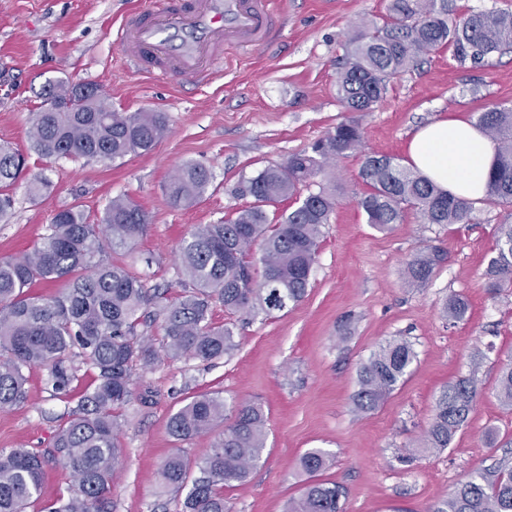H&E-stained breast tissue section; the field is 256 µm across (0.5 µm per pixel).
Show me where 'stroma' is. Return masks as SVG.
<instances>
[{"label": "stroma", "instance_id": "1", "mask_svg": "<svg viewBox=\"0 0 512 512\" xmlns=\"http://www.w3.org/2000/svg\"><path fill=\"white\" fill-rule=\"evenodd\" d=\"M276 2L281 26L271 46L217 62V78L199 84L179 73L137 71L114 44V25L139 0H0V144L26 157L11 189L13 213L0 222V257L29 250L61 207L82 206L96 219L108 199L127 195L145 211L148 230L125 262L149 286L177 295L176 246L183 235L249 205L236 192L242 178L284 163L345 118L336 80L347 40L355 22H382L388 4ZM57 79L100 85L118 112L167 113L168 132L153 151L111 163L40 159L29 150V116L43 104V85ZM494 103L512 104V49L461 65L445 48L393 78L374 111L355 113L360 152L318 177L335 190L337 206L305 297L252 321L214 306L216 324L234 325L233 351L211 362L164 361L137 374L135 398L120 416L124 457L113 512H180V497L159 490L160 466L177 449L199 462L216 436L176 443L168 419L192 397L211 392L229 403H258L267 418L256 468L224 490L233 512H285L309 480L299 459L311 448L330 455L318 478L343 487L341 512H431L461 480L512 468V406L497 396L500 371L512 363V287L491 292L484 276L499 226L512 224V206L478 205L469 224H423L410 212L381 231L357 205L367 190L358 176L364 156L405 160L421 126L453 117L474 122ZM188 162L208 167L212 185L195 205L175 208L164 184ZM37 176L50 184L42 198L27 193ZM428 246L443 249L445 259L427 285L408 287L406 264ZM454 295L469 304L457 321L443 315ZM397 337L412 343L416 361L375 410L357 412L352 396L360 364ZM73 363L79 383L69 397L47 390L45 370L35 367L27 401L0 411V451L25 448L49 457L42 497L27 512H43L70 486L50 457L53 437L95 380L81 357ZM464 378L478 392L465 424L448 448L411 454L439 392Z\"/></svg>", "mask_w": 512, "mask_h": 512}]
</instances>
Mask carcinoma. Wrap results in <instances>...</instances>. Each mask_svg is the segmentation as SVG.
Wrapping results in <instances>:
<instances>
[{
  "mask_svg": "<svg viewBox=\"0 0 512 512\" xmlns=\"http://www.w3.org/2000/svg\"><path fill=\"white\" fill-rule=\"evenodd\" d=\"M452 49L464 65L512 49V12L480 11L455 16L449 0H389L382 24L361 23L348 40L346 60L336 81L337 96L349 112H370L388 93L391 79L441 48ZM89 84L56 80L45 85L44 100L60 98L71 107L51 111L43 105L29 121L30 148L42 159H98L114 162L132 153L151 151L165 136L163 112H115L106 96L82 93ZM478 125L497 143L487 185L488 201L512 204V106L498 104L480 113ZM361 130L344 120L308 149L291 154L242 181L240 193L249 206L230 219L199 224L177 249L181 293L146 287L145 281L115 254L130 253L148 229L147 215L127 196L110 199L92 222L78 206L55 213L48 231L27 253L0 257V411L27 401L26 371L47 369L46 385L65 395L76 380L72 350L96 370L94 387L69 412L56 433L54 452L68 472L71 493L58 498L48 512H112V484L124 455L122 427L116 410L134 398L136 371H149L160 358L202 362L223 357L234 347L233 328L216 325L211 308L220 304L230 314L254 316L283 310L278 297L301 301L316 263L323 227L336 207L335 193L314 179L339 158L359 151ZM24 165L17 151L0 146V220L12 214L11 187ZM359 177L369 190L358 207L367 223L380 231L403 222L407 211L423 224H470L476 202L443 191L420 172L391 156H366ZM212 174L198 163L184 164L168 178L164 190L176 207L202 198ZM308 188L302 193L301 188ZM291 200L277 219L267 208ZM259 248L260 276L251 253ZM496 256L486 270L488 287L512 285V225L504 224L495 241ZM443 261L430 247L407 263L406 281L422 287ZM61 284L54 295L29 291L35 283ZM469 305L459 296L443 313L463 318ZM162 319L161 349L142 328ZM416 360L412 345L393 339L380 346L358 369L352 398L359 411L376 408L395 390ZM501 401L512 406V365L498 381ZM477 398L468 379L443 387L425 432L424 448L442 450L466 421ZM220 429L213 448L191 477L187 459L175 450L160 467V489L185 494L183 512H232L224 487L244 481L266 447V417L249 401L228 405L219 394H201L173 413L169 434L185 442ZM329 462L321 448L307 450L301 468L314 477ZM44 458L24 448L0 451V512H24L40 499ZM343 488L313 481L288 503L287 512H340ZM433 512H512V470L489 480L470 478L459 484Z\"/></svg>",
  "mask_w": 512,
  "mask_h": 512,
  "instance_id": "1",
  "label": "carcinoma"
}]
</instances>
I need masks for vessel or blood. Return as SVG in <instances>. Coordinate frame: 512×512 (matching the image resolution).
Returning <instances> with one entry per match:
<instances>
[{
    "label": "vessel or blood",
    "instance_id": "b4317fda",
    "mask_svg": "<svg viewBox=\"0 0 512 512\" xmlns=\"http://www.w3.org/2000/svg\"><path fill=\"white\" fill-rule=\"evenodd\" d=\"M278 27L271 0H151L116 36L135 65L207 80L224 54L263 48Z\"/></svg>",
    "mask_w": 512,
    "mask_h": 512
}]
</instances>
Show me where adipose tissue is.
Here are the masks:
<instances>
[{"mask_svg": "<svg viewBox=\"0 0 512 512\" xmlns=\"http://www.w3.org/2000/svg\"><path fill=\"white\" fill-rule=\"evenodd\" d=\"M407 155L409 166L440 188L471 201L484 198L495 150L473 123L430 122L412 136Z\"/></svg>", "mask_w": 512, "mask_h": 512, "instance_id": "ef3b65f1", "label": "adipose tissue"}]
</instances>
